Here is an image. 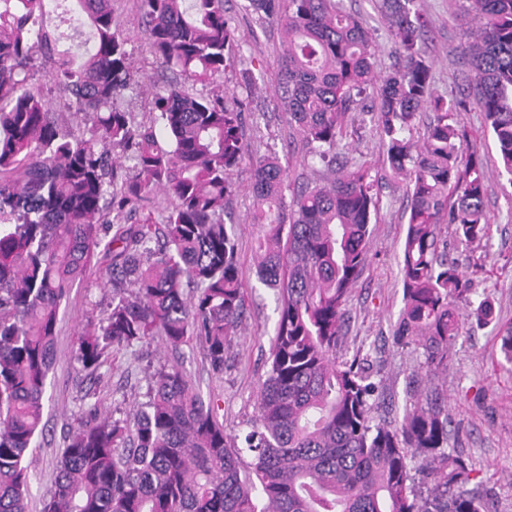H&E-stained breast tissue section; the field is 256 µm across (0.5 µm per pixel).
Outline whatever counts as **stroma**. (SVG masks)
Masks as SVG:
<instances>
[{
	"label": "stroma",
	"mask_w": 512,
	"mask_h": 512,
	"mask_svg": "<svg viewBox=\"0 0 512 512\" xmlns=\"http://www.w3.org/2000/svg\"><path fill=\"white\" fill-rule=\"evenodd\" d=\"M339 5L362 20L377 47L375 72L385 75L395 62V53L388 22L376 0H339ZM417 6L429 19L422 49L432 66L435 93L447 98L468 97L472 75L464 54L476 20L467 0H417ZM226 8L240 39L227 52L230 65L218 90L227 101H243L248 112L246 154L233 173L238 191L228 200L225 211L233 222L249 302L235 331L224 373L211 374L200 349L185 347L173 353L158 338L111 352L95 374L78 371L74 361L78 330L105 291L95 273L76 283L59 314L54 361L43 396L44 428L30 456L29 512H41L59 457L77 426L82 400L103 410L136 406L143 400L147 362L183 366L202 395L218 403L226 432L243 430L255 413L256 391L265 377L278 321L276 293L256 277L250 192L255 160L275 153L294 189L324 182L330 174L304 161L298 127L277 98L283 40L280 27L252 12L247 0H227ZM112 15L119 29L133 37L132 67L138 81L125 93L121 106L136 121L150 123L152 95L165 70L150 52L135 0H112ZM245 59L252 62L254 82L249 87L242 77L241 62ZM459 119L487 161L485 211L489 228L481 243L468 247L456 241L449 229H441L439 237L448 243L449 258L458 260L466 271L470 300L491 303L492 320L480 324L474 317L464 316L447 365L433 371L427 367V353L422 347L394 344L393 334L403 308L400 248L407 229L409 198L404 180L391 174L383 143L373 123L367 121L349 130L344 150L351 163L369 168L380 207L370 226L365 268L347 303L338 356L343 361L357 360L371 373L378 386L370 399L375 421L394 425L414 403L431 398L446 401L448 445L466 459L471 486L485 492L490 512H512V363L501 351V338L512 329V179L497 168L495 145L476 102L469 100Z\"/></svg>",
	"instance_id": "stroma-1"
}]
</instances>
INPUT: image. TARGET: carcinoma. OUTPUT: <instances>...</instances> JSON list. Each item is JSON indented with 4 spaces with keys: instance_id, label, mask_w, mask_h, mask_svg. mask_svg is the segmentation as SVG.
Listing matches in <instances>:
<instances>
[{
    "instance_id": "cac0c4a2",
    "label": "carcinoma",
    "mask_w": 512,
    "mask_h": 512,
    "mask_svg": "<svg viewBox=\"0 0 512 512\" xmlns=\"http://www.w3.org/2000/svg\"><path fill=\"white\" fill-rule=\"evenodd\" d=\"M47 2L0 0V512H28L26 456L43 430L59 311L75 282L102 266L112 289L103 316H87L79 332L75 359L90 374L111 351L157 336L175 351L200 346L222 374L247 307L223 219L245 157V111L187 87L224 77V50L237 38L226 0H137L152 54L178 76L159 87L147 125L118 105L133 68L112 0H74L93 31L78 53L46 37ZM248 3L283 33L277 94L305 157L339 166L331 182L287 198L279 157L255 162L256 275L279 311L255 415L248 431L226 433L213 402L163 364L132 411L80 405L42 512H486L482 495L461 489L466 463L448 447V411L420 407L398 427L375 423V384L336 357L379 206L368 171L336 161L346 128L364 121L357 98L375 86L370 120L410 199L395 343L447 361L469 289L439 248L440 225L467 245L488 230L486 162L463 151L471 134L457 119L465 100L434 93L415 0H380L400 63L377 84L369 32L337 0ZM471 9L477 30L465 60L512 176V0H471ZM37 52L82 130L53 119L33 83ZM423 109L433 120L416 143ZM157 191L172 200L162 223L150 212L129 222Z\"/></svg>"
}]
</instances>
